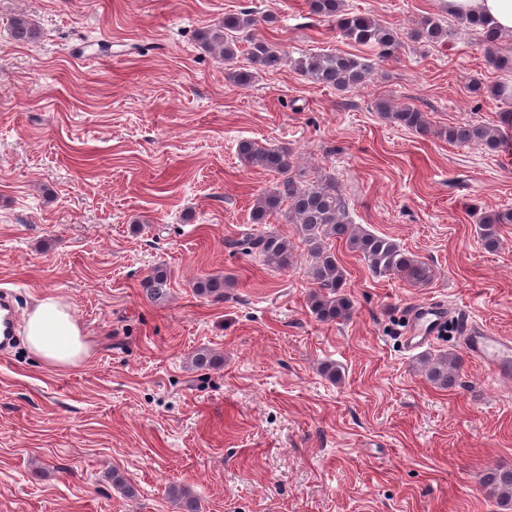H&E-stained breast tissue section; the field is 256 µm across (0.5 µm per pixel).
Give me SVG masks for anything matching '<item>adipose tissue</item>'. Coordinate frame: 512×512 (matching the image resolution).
I'll return each mask as SVG.
<instances>
[{
    "mask_svg": "<svg viewBox=\"0 0 512 512\" xmlns=\"http://www.w3.org/2000/svg\"><path fill=\"white\" fill-rule=\"evenodd\" d=\"M450 13L479 17L501 33L512 34V0H447ZM30 353L44 366L68 369L89 357L83 328L71 307L61 298H38L21 324Z\"/></svg>",
    "mask_w": 512,
    "mask_h": 512,
    "instance_id": "ef3b65f1",
    "label": "adipose tissue"
}]
</instances>
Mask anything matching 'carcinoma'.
Returning <instances> with one entry per match:
<instances>
[{"instance_id": "carcinoma-1", "label": "carcinoma", "mask_w": 512, "mask_h": 512, "mask_svg": "<svg viewBox=\"0 0 512 512\" xmlns=\"http://www.w3.org/2000/svg\"><path fill=\"white\" fill-rule=\"evenodd\" d=\"M309 13L336 21L337 33L343 39L373 51L374 57L342 53L315 52L302 56L294 63V70L312 83L347 92L368 82L378 63L396 56L401 48V37L393 29L379 23L372 16L351 12L345 0H308ZM273 23L271 15L258 19L252 11L244 9L224 16V21L198 31L200 44L224 60L228 77L241 85L251 80L247 71L236 69V59L241 46H247V55L253 65L274 70L283 63V54L257 33L260 22ZM463 23L478 31L481 42L492 50L502 38L488 23L480 19L466 18ZM14 39L28 43L37 37L33 23L18 16L12 24ZM409 38L425 46L442 44L448 40V22L443 16H424L409 32ZM381 117L398 124L422 137L431 131L426 113L414 105L396 107L387 100L376 103ZM445 136L452 143H467L494 149L500 142L499 128L481 123H464L450 126ZM238 152L243 161L278 175L275 187L256 195L252 208L253 223L261 224L269 215L285 210L288 223L297 231L308 247L312 263L308 278L312 284L309 306L315 317L322 322L345 321L352 313L351 301L342 293L345 286V270L332 249L334 242L346 241L359 253L370 272L376 277H398L414 286L428 284L434 275L432 267L422 259L406 252L387 237L373 234L351 224L345 198L329 179H305L297 169L293 152L287 146L262 147L252 141L239 143ZM512 224V208H507L481 218L480 235L489 249L498 246L496 225ZM227 248L246 255L257 256L266 266L285 268L291 262V247L287 239L272 232H242L225 242ZM169 275L157 267L143 281L149 299L157 301L167 294ZM226 279L206 276L198 279L193 288L204 297H224ZM219 363V358L206 349L197 350L191 364L197 370L209 369ZM429 380L442 389L456 384L459 357L440 354L424 361ZM112 485L124 496L135 497L134 487L114 469L105 474ZM486 485L504 499L512 498V470H495L487 474Z\"/></svg>"}]
</instances>
